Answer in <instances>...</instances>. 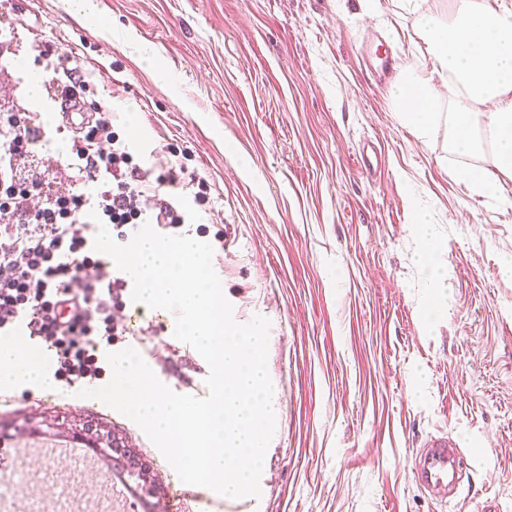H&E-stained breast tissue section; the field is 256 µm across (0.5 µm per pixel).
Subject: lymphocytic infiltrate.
I'll list each match as a JSON object with an SVG mask.
<instances>
[{"label": "lymphocytic infiltrate", "mask_w": 512, "mask_h": 512, "mask_svg": "<svg viewBox=\"0 0 512 512\" xmlns=\"http://www.w3.org/2000/svg\"><path fill=\"white\" fill-rule=\"evenodd\" d=\"M44 70L49 97L86 89L76 51L58 52ZM25 112L0 113V332L23 314L55 352L54 376L65 384L102 377L90 345L120 335L114 311L127 282L98 258L87 231L92 216L108 226L185 222L176 169L157 184L134 164L112 132L109 106H100L91 134L74 140L66 162L78 170L63 192L51 190L27 160L40 148Z\"/></svg>", "instance_id": "obj_1"}]
</instances>
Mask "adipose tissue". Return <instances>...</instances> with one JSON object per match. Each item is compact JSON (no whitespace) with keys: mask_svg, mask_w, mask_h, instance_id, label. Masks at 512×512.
Wrapping results in <instances>:
<instances>
[{"mask_svg":"<svg viewBox=\"0 0 512 512\" xmlns=\"http://www.w3.org/2000/svg\"><path fill=\"white\" fill-rule=\"evenodd\" d=\"M414 28L432 60L434 77L398 76L391 99L402 123L423 140L440 126L450 131L453 152L471 155L490 144L497 170L512 177V7L504 0H458L448 17L419 11ZM452 84L457 101L441 108L438 83ZM52 354L16 340L0 341V390H51L57 381Z\"/></svg>","mask_w":512,"mask_h":512,"instance_id":"ef3b65f1","label":"adipose tissue"}]
</instances>
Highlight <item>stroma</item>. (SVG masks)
Returning <instances> with one entry per match:
<instances>
[{"label": "stroma", "instance_id": "35a3bbf8", "mask_svg": "<svg viewBox=\"0 0 512 512\" xmlns=\"http://www.w3.org/2000/svg\"><path fill=\"white\" fill-rule=\"evenodd\" d=\"M8 0L15 36L0 69V111L35 113L49 152L35 158L64 188L70 132L46 100L38 49L71 48L135 163L166 173L181 153L209 185L184 190L181 235L211 243L213 267L242 324L269 319L267 368L278 401L261 495L229 501L189 486L183 512H512V208L471 195L457 173L496 174L491 151L451 152L447 128L419 141L391 103L394 75L432 66L398 0ZM372 141L378 162L359 164ZM426 211L440 298L414 261ZM123 335L96 354L136 349L159 380L206 397L209 367L173 335L174 316L126 302ZM79 385L25 390L0 402V441L24 464L0 493L29 488L32 512H145L107 467L74 477L65 457L33 451L26 421H93L138 449L161 494L178 478L140 427ZM448 435L468 465L448 498L425 490L411 463Z\"/></svg>", "mask_w": 512, "mask_h": 512}]
</instances>
